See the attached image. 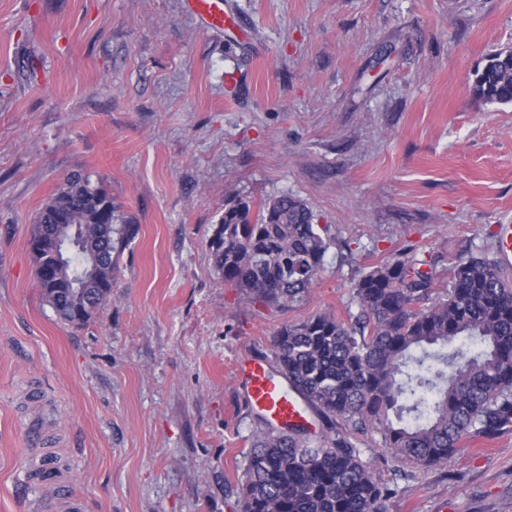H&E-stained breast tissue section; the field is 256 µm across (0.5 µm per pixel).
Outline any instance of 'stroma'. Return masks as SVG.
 I'll return each instance as SVG.
<instances>
[{"mask_svg": "<svg viewBox=\"0 0 512 512\" xmlns=\"http://www.w3.org/2000/svg\"><path fill=\"white\" fill-rule=\"evenodd\" d=\"M0 0V512L63 472L84 512H241L256 413L236 367L404 252L494 256L512 223V103L472 91L512 47V0ZM91 173L137 224L85 325L42 299L28 244L63 178ZM304 200L331 244L306 300L240 305L209 240L234 199ZM38 426L31 446L27 426ZM405 471L388 512H512V429ZM228 0H183L186 13L195 17L204 29L224 30L235 34L238 21L231 12Z\"/></svg>", "mask_w": 512, "mask_h": 512, "instance_id": "obj_1", "label": "stroma"}]
</instances>
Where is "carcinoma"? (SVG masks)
Wrapping results in <instances>:
<instances>
[{"mask_svg":"<svg viewBox=\"0 0 512 512\" xmlns=\"http://www.w3.org/2000/svg\"><path fill=\"white\" fill-rule=\"evenodd\" d=\"M474 94L512 103V47L475 72ZM295 195L224 208L209 249L224 284L246 307L290 308L307 296L330 247ZM136 236L91 174H68L36 214L29 243L44 301L71 326L86 324L112 294L117 258ZM427 261H381L353 284L358 314L319 312L284 326L271 349L276 372L315 412V437L258 416L239 481L241 512H385L394 489L379 482L358 438L417 468L442 467L466 436L492 439L512 426V282L497 262L456 260L440 286Z\"/></svg>","mask_w":512,"mask_h":512,"instance_id":"1","label":"carcinoma"}]
</instances>
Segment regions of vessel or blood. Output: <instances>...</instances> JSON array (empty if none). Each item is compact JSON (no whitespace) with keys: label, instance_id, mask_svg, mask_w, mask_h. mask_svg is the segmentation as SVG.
<instances>
[{"label":"vessel or blood","instance_id":"1","mask_svg":"<svg viewBox=\"0 0 512 512\" xmlns=\"http://www.w3.org/2000/svg\"><path fill=\"white\" fill-rule=\"evenodd\" d=\"M186 13L195 17L206 29L235 33L238 22L227 0H183ZM238 378L244 384L248 404L276 424L308 423L307 404L289 394L287 388L273 379L267 360L249 358L238 366ZM45 508L47 512H82L81 498L68 491H57Z\"/></svg>","mask_w":512,"mask_h":512}]
</instances>
